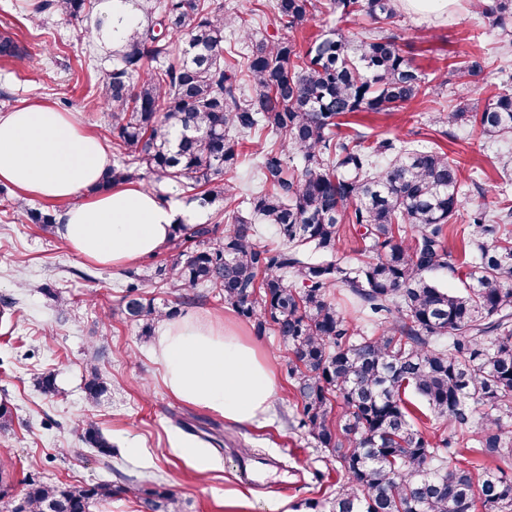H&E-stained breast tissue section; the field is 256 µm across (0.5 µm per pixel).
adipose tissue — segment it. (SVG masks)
Masks as SVG:
<instances>
[{"label":"adipose tissue","mask_w":512,"mask_h":512,"mask_svg":"<svg viewBox=\"0 0 512 512\" xmlns=\"http://www.w3.org/2000/svg\"><path fill=\"white\" fill-rule=\"evenodd\" d=\"M138 21L128 0H98L95 41L116 43ZM109 159L101 140L75 115L48 102L0 114V181L33 196L71 200L57 235L76 254L121 267L161 251L190 209L132 181L96 192ZM155 352L166 389L180 401L236 423L268 415L277 380L254 347L192 318L164 325Z\"/></svg>","instance_id":"obj_1"}]
</instances>
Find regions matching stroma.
<instances>
[{
	"label": "stroma",
	"instance_id": "35a3bbf8",
	"mask_svg": "<svg viewBox=\"0 0 512 512\" xmlns=\"http://www.w3.org/2000/svg\"><path fill=\"white\" fill-rule=\"evenodd\" d=\"M476 0H458L447 16L425 18L399 10L400 47L428 76L468 55L484 53V80L473 95L487 99L512 91V45L478 13ZM9 29L32 57L20 66L0 58V114L34 100L73 112L84 127L111 145V117L94 86L112 67L107 55L93 66L83 61L90 41L78 20L59 13L31 15L27 0H0V30ZM463 101L443 88L434 101L402 105L393 118L362 115L369 132L416 147L438 143L461 161L460 187L468 205L497 209L512 204V180L501 177L492 160L512 166V136L488 140L471 123H433L435 112H451ZM25 199L34 208L60 212L69 200L23 196L0 183V303L15 299L10 318L0 317V400L14 412L13 428L0 432V451L13 460V490L0 498V512H14L28 478L71 485L120 483L164 486L185 501L186 512H307L311 498L335 495L336 482L319 484L315 470L325 455L300 431L293 390L285 376V350L270 334L256 335L252 324L220 301L208 297L181 307L183 317L212 321L256 347L278 383L265 421L239 424L215 412L181 402L165 388L154 354V335H142L124 320L122 297L129 270L151 275L141 293L158 308L171 306L174 293L154 278L166 254L158 252L132 268H108L73 253L55 230L18 219L13 204ZM448 226L450 267L436 270L442 287L462 289L467 266L457 231ZM110 381L101 403L86 399L91 370ZM53 373L58 392L44 395L37 374ZM98 426L113 445L111 457L99 458L82 441L80 428Z\"/></svg>",
	"mask_w": 512,
	"mask_h": 512
}]
</instances>
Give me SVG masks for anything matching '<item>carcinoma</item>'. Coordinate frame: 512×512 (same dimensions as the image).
<instances>
[{"label":"carcinoma","instance_id":"1","mask_svg":"<svg viewBox=\"0 0 512 512\" xmlns=\"http://www.w3.org/2000/svg\"><path fill=\"white\" fill-rule=\"evenodd\" d=\"M140 22L109 51L112 70L98 97L110 110L114 159L98 189L140 178L146 169L200 205L235 206L232 223L179 225L173 254L157 269L180 292L208 288L257 335L270 331L287 351L298 404L297 428L336 463L340 489L305 503L310 512H512V206L475 208L461 250L480 262L455 293L430 274L448 266L447 230L465 201L459 161L437 148H411L364 132L339 134L343 115H389L455 81L469 97L436 122L468 120L489 138L512 135V92L482 103L471 83L485 60L428 79L399 47L396 0H275L276 21L305 27L320 8L369 27L355 37L317 34L256 38L249 13L224 0H130ZM89 18L92 0H41ZM481 13L512 38V0H480ZM187 44L177 52L179 41ZM0 57L30 55L8 31ZM180 130L177 140L171 130ZM257 143L259 185L231 181L239 147ZM390 162L378 166V159ZM280 243L258 240L259 225ZM357 227V263L335 258L340 226ZM130 273L125 318L145 328L180 312L159 310ZM343 290L374 331L367 334L335 299ZM108 390L97 373L85 383L98 402ZM433 419L454 428L432 441L411 423L406 392ZM341 414L331 419L332 402ZM83 440L103 457L112 445L96 426ZM463 447L477 459L454 462ZM133 493L148 512H184L164 487L84 486L30 479L15 512H93Z\"/></svg>","mask_w":512,"mask_h":512}]
</instances>
